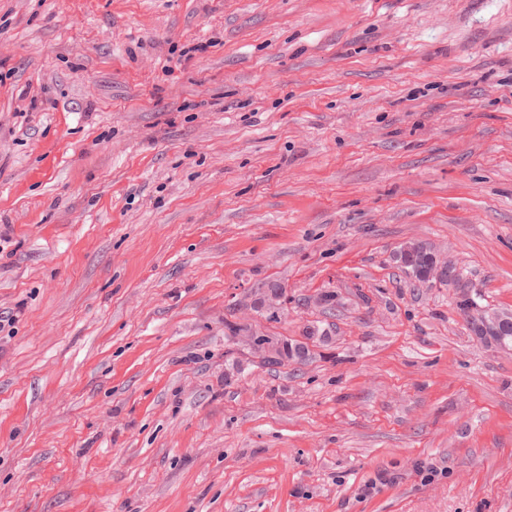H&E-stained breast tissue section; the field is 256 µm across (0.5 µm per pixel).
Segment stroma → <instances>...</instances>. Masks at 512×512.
<instances>
[{"mask_svg": "<svg viewBox=\"0 0 512 512\" xmlns=\"http://www.w3.org/2000/svg\"><path fill=\"white\" fill-rule=\"evenodd\" d=\"M497 314L512 0H0V512H512ZM399 260L404 273L410 278L422 284L431 283L433 280L439 283L448 282V277L453 282L459 281V273L455 269L446 268L439 280H436L434 273L437 264L434 256L424 247H410L400 251ZM473 330L477 336H492L500 345L512 342V318L509 316H496L488 322H473Z\"/></svg>", "mask_w": 512, "mask_h": 512, "instance_id": "obj_1", "label": "stroma"}]
</instances>
